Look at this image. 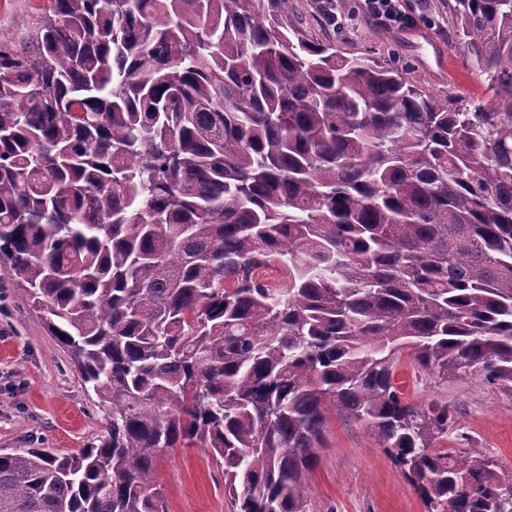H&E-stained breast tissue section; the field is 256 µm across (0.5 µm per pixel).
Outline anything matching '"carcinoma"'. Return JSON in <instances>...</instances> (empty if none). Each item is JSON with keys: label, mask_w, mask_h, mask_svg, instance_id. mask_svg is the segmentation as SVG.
Masks as SVG:
<instances>
[{"label": "carcinoma", "mask_w": 512, "mask_h": 512, "mask_svg": "<svg viewBox=\"0 0 512 512\" xmlns=\"http://www.w3.org/2000/svg\"><path fill=\"white\" fill-rule=\"evenodd\" d=\"M289 3L50 0L0 42V262L105 421L0 453V512H167L156 460L189 446L232 512H309L332 410L426 512H512V472L438 449L448 405L394 380L407 351L512 395V0H455L486 108Z\"/></svg>", "instance_id": "1"}]
</instances>
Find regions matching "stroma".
<instances>
[{"label":"stroma","mask_w":512,"mask_h":512,"mask_svg":"<svg viewBox=\"0 0 512 512\" xmlns=\"http://www.w3.org/2000/svg\"><path fill=\"white\" fill-rule=\"evenodd\" d=\"M47 0H0V41L28 44ZM417 22L386 30L337 0L344 30L328 23L320 0H291L288 20L311 41L344 57L370 56L398 69L433 97L489 104L483 77L466 67L454 0H408ZM395 382L409 400L448 404L455 423L440 449H476L512 471V397L477 378L440 379L402 355ZM97 398L88 393L39 313L29 310L0 267V449L50 448L67 454L104 432ZM169 512H230L224 474L206 448H175L156 462ZM310 512H426L423 500L365 424L329 414L318 464L306 488Z\"/></svg>","instance_id":"1"}]
</instances>
